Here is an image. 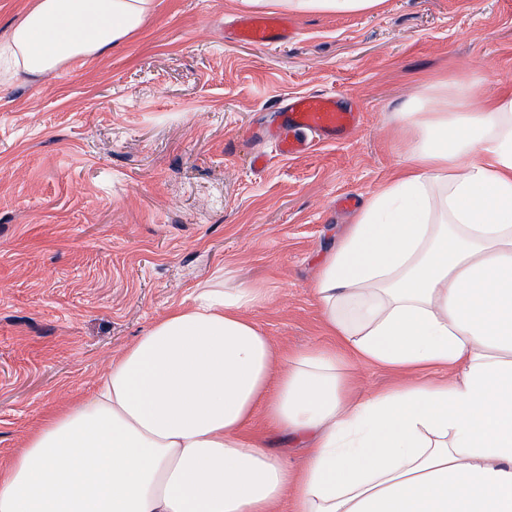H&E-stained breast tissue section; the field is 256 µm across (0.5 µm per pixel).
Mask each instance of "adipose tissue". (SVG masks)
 Here are the masks:
<instances>
[{
	"instance_id": "1",
	"label": "adipose tissue",
	"mask_w": 512,
	"mask_h": 512,
	"mask_svg": "<svg viewBox=\"0 0 512 512\" xmlns=\"http://www.w3.org/2000/svg\"><path fill=\"white\" fill-rule=\"evenodd\" d=\"M153 0H36L0 73L52 71L125 41ZM348 13L381 0H244ZM414 140L321 264L328 345L287 355L210 284L125 347L95 393L31 431L0 512H512V90L431 82ZM364 361L404 383L352 400ZM263 410L308 441L302 473L245 439Z\"/></svg>"
}]
</instances>
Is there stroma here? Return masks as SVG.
<instances>
[{
	"label": "stroma",
	"mask_w": 512,
	"mask_h": 512,
	"mask_svg": "<svg viewBox=\"0 0 512 512\" xmlns=\"http://www.w3.org/2000/svg\"><path fill=\"white\" fill-rule=\"evenodd\" d=\"M242 0H154L122 44L0 77V469L193 288H257L248 319L277 353L328 344L314 285L412 142L424 84L512 89V0H383L291 14L292 38L235 40ZM362 114L335 142L275 155L256 134L287 98Z\"/></svg>",
	"instance_id": "stroma-1"
}]
</instances>
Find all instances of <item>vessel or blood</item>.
Instances as JSON below:
<instances>
[{
    "mask_svg": "<svg viewBox=\"0 0 512 512\" xmlns=\"http://www.w3.org/2000/svg\"><path fill=\"white\" fill-rule=\"evenodd\" d=\"M292 34L290 21L277 16H243L237 25L238 37L257 47L287 40ZM360 118V112L343 106L335 94H299L287 100L277 121L267 125L262 136L277 155L297 157L310 151L313 139L348 136Z\"/></svg>",
    "mask_w": 512,
    "mask_h": 512,
    "instance_id": "obj_1",
    "label": "vessel or blood"
}]
</instances>
